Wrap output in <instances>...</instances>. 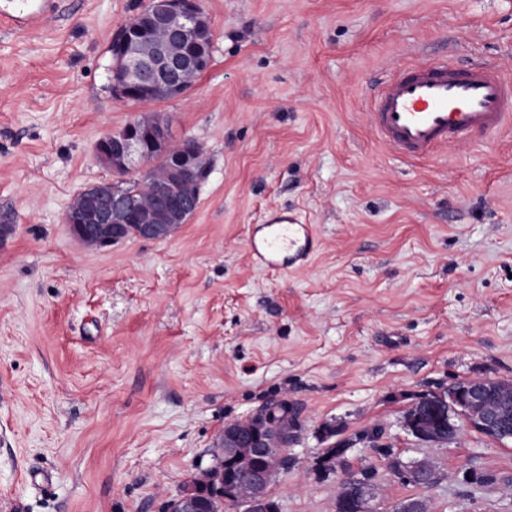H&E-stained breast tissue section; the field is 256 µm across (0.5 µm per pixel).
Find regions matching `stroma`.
<instances>
[{"label":"stroma","instance_id":"1","mask_svg":"<svg viewBox=\"0 0 512 512\" xmlns=\"http://www.w3.org/2000/svg\"><path fill=\"white\" fill-rule=\"evenodd\" d=\"M145 2L0 24V512H163L225 424L284 397L300 427L279 512H336L364 472L374 512H512V443L403 427L420 395L512 380V135L413 161L364 117L412 51L512 63V0H201L210 66L187 96L134 104L112 95L109 47ZM149 113L204 146L198 209L168 239L86 248L64 217L112 177L94 145ZM283 207L321 236L288 274L246 248ZM413 460L432 487L396 474Z\"/></svg>","mask_w":512,"mask_h":512}]
</instances>
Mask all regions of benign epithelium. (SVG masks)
<instances>
[{
    "label": "benign epithelium",
    "mask_w": 512,
    "mask_h": 512,
    "mask_svg": "<svg viewBox=\"0 0 512 512\" xmlns=\"http://www.w3.org/2000/svg\"><path fill=\"white\" fill-rule=\"evenodd\" d=\"M117 42L119 65L112 69L110 78L114 98L124 102L146 96L175 99L186 95L209 61L213 30L200 0H147L123 26ZM147 143L168 147L169 130L162 118H137L119 135L107 134L99 139L95 150L98 159L122 178L127 171L142 166ZM205 175L202 148L185 140L175 164L166 173L147 172L154 185V201H143L137 193L112 181L99 182L75 197L65 214V224L74 238L99 251L125 240L124 226L132 220L138 222V238L167 239L187 223L188 207L199 196V184ZM173 183L187 188V194L172 197L169 186ZM459 418L490 439L511 442L512 383L505 387L494 381H464L448 389L446 395L429 398L423 407L415 402L404 424L421 442L445 443L457 437ZM294 443L287 428L269 425L260 415L251 418L247 433L232 423L225 425L205 470L238 462L244 465L239 476L228 485L210 479L191 483L174 506L165 507V512H213V505L223 501L236 504L241 512H275L270 486L286 468L288 448ZM397 473L422 489L433 482L431 467L424 460L402 465ZM342 488L353 512H372L371 484L349 479Z\"/></svg>",
    "instance_id": "1"
}]
</instances>
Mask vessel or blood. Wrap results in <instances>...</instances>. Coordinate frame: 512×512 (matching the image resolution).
Masks as SVG:
<instances>
[{"mask_svg": "<svg viewBox=\"0 0 512 512\" xmlns=\"http://www.w3.org/2000/svg\"><path fill=\"white\" fill-rule=\"evenodd\" d=\"M57 0H0V21L23 31L44 27ZM379 142L407 159L432 158L477 134L512 130V75L494 65L408 62L367 103ZM315 225L294 209L269 213L253 225L246 245L254 262L278 273L309 263Z\"/></svg>", "mask_w": 512, "mask_h": 512, "instance_id": "obj_1", "label": "vessel or blood"}]
</instances>
